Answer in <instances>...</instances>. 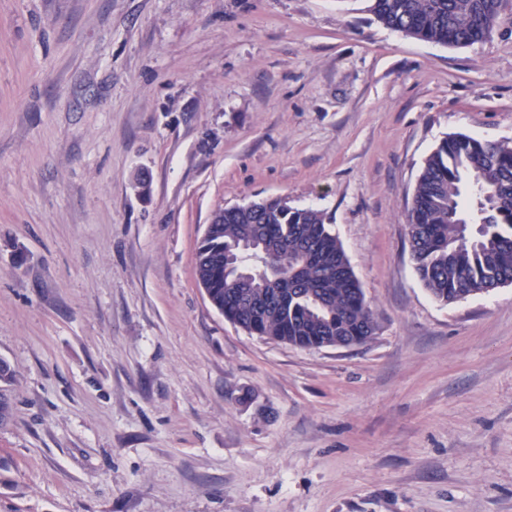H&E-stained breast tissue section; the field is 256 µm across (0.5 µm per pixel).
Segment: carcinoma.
Wrapping results in <instances>:
<instances>
[{"label": "carcinoma", "instance_id": "carcinoma-1", "mask_svg": "<svg viewBox=\"0 0 512 512\" xmlns=\"http://www.w3.org/2000/svg\"><path fill=\"white\" fill-rule=\"evenodd\" d=\"M512 0H370L385 26L453 47L487 38ZM415 270L453 303L512 281V143L463 133L425 160L407 216ZM195 272L225 319L303 349L367 341L376 321L325 216L282 197L217 211Z\"/></svg>", "mask_w": 512, "mask_h": 512}]
</instances>
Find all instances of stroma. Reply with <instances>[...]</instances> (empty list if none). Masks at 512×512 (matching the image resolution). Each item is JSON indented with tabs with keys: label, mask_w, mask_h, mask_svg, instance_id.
I'll list each match as a JSON object with an SVG mask.
<instances>
[{
	"label": "stroma",
	"mask_w": 512,
	"mask_h": 512,
	"mask_svg": "<svg viewBox=\"0 0 512 512\" xmlns=\"http://www.w3.org/2000/svg\"><path fill=\"white\" fill-rule=\"evenodd\" d=\"M512 141V12L465 47L367 0H0V512H512V285L444 304L406 215L427 156ZM324 214L354 347L211 305L212 214Z\"/></svg>",
	"instance_id": "stroma-1"
}]
</instances>
